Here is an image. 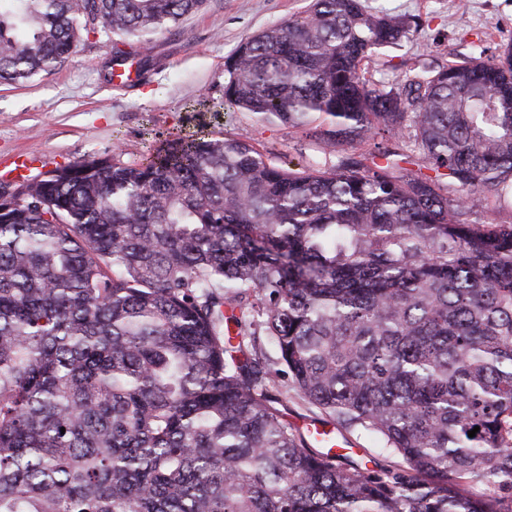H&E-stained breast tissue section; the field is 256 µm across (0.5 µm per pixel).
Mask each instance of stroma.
<instances>
[{"label":"stroma","mask_w":512,"mask_h":512,"mask_svg":"<svg viewBox=\"0 0 512 512\" xmlns=\"http://www.w3.org/2000/svg\"><path fill=\"white\" fill-rule=\"evenodd\" d=\"M407 17L411 31L399 45L365 60L370 82L403 83L476 55L494 59L512 42V0H361ZM307 0H206L179 26L153 37L142 50L136 37L81 33L55 70L15 85L0 82V169L16 155L36 158L44 173L76 161L119 155L140 161L167 139L192 133L246 134L272 162L292 169L335 165L315 137L280 123L257 121L224 102L226 60L264 28L301 14ZM141 64L128 88L109 79L115 52Z\"/></svg>","instance_id":"35a3bbf8"}]
</instances>
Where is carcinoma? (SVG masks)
Instances as JSON below:
<instances>
[{
    "label": "carcinoma",
    "mask_w": 512,
    "mask_h": 512,
    "mask_svg": "<svg viewBox=\"0 0 512 512\" xmlns=\"http://www.w3.org/2000/svg\"><path fill=\"white\" fill-rule=\"evenodd\" d=\"M203 3L0 0V81L90 25L147 50ZM409 31L310 0L225 63V104L392 149L300 172L191 134L5 182L0 512H512V223L485 219L512 194V44L401 88L361 75ZM284 377L397 462L339 464L288 423Z\"/></svg>",
    "instance_id": "carcinoma-1"
}]
</instances>
